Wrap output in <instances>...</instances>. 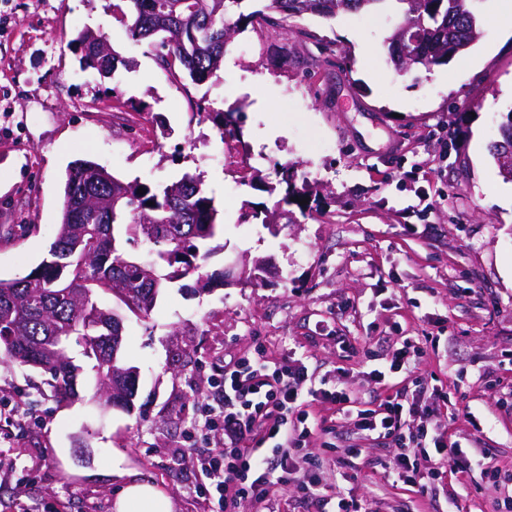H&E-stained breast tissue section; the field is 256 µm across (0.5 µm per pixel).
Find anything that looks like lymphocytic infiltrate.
Wrapping results in <instances>:
<instances>
[{
  "instance_id": "obj_1",
  "label": "lymphocytic infiltrate",
  "mask_w": 512,
  "mask_h": 512,
  "mask_svg": "<svg viewBox=\"0 0 512 512\" xmlns=\"http://www.w3.org/2000/svg\"><path fill=\"white\" fill-rule=\"evenodd\" d=\"M419 355L406 338L372 369L377 382L392 383L394 389L375 409L355 406L346 389L316 386L300 359L246 357L225 368L218 398L201 409V437L217 439L201 462L208 481L205 493L220 502L230 494L265 502L293 486L310 512H360L355 500L337 495L321 477L323 460L308 459L303 467L296 460L315 432L335 431L334 426L319 425L311 410L315 404L343 413L365 436L391 441L396 447L391 465L398 479L427 493L429 480L439 471L433 467L421 473V461L436 455L456 470L462 446L447 431L421 423L431 407L422 397L423 380L415 366Z\"/></svg>"
}]
</instances>
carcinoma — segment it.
<instances>
[{"mask_svg": "<svg viewBox=\"0 0 512 512\" xmlns=\"http://www.w3.org/2000/svg\"><path fill=\"white\" fill-rule=\"evenodd\" d=\"M129 34L148 40L157 63L191 80L211 78L227 46L258 17L268 23L305 15L333 21L345 13L393 11L398 20L386 39L387 61L405 75L445 65L481 37L486 0H265V11L245 12L247 0H130ZM85 64L106 62V38L89 29L73 40ZM220 137L236 136L238 113L214 116ZM498 170L512 173V111L501 139L490 147ZM217 209L200 178L185 174L163 187L124 182L91 161L68 166L61 222L48 257L24 277L0 280V354L48 373L58 398H79L78 379L91 374L93 398L112 404L104 381L112 361V320L125 315L100 303L117 298L138 318L147 317L167 284L193 278L207 290L224 273L207 270L205 241L215 236ZM156 248V260L138 262L117 238ZM79 347L75 364L71 345Z\"/></svg>", "mask_w": 512, "mask_h": 512, "instance_id": "carcinoma-1", "label": "carcinoma"}]
</instances>
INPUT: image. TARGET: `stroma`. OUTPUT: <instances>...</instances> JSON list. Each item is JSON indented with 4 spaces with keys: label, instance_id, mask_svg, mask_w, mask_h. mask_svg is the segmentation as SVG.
<instances>
[{
    "label": "stroma",
    "instance_id": "1",
    "mask_svg": "<svg viewBox=\"0 0 512 512\" xmlns=\"http://www.w3.org/2000/svg\"><path fill=\"white\" fill-rule=\"evenodd\" d=\"M131 0H0V279L47 256L68 165L94 161L123 181L160 187L200 172L221 226L207 268L237 282L173 284L150 315L126 322L123 357L140 372L133 412L90 397L62 402L49 375L0 362V392L22 393L21 420H0L13 476L0 512H114L132 479L169 495L173 512H306L295 488L269 503L219 506L204 493L206 443L189 435L228 362L288 353L316 382L377 407L370 376L403 337L422 351L426 387H443L431 422L463 455L420 497L390 473L394 449L336 420L350 459L331 481L365 512H490L512 486V203L489 148L512 111V20L488 0L482 35L448 64L411 75L387 62L392 13L262 21L229 44L217 76L194 82L155 62L121 20ZM104 33L130 60L113 79L82 68L77 33ZM237 111L223 144L212 113ZM231 150V158H214ZM291 167L306 203L285 201Z\"/></svg>",
    "mask_w": 512,
    "mask_h": 512
}]
</instances>
